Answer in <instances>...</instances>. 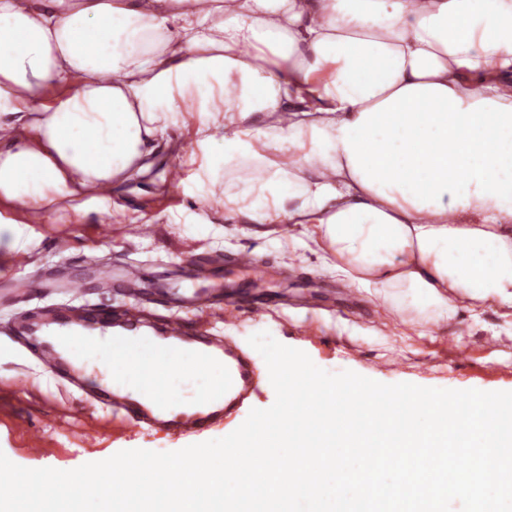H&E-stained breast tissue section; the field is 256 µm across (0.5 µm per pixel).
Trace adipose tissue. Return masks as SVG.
<instances>
[{"instance_id":"ef3b65f1","label":"adipose tissue","mask_w":512,"mask_h":512,"mask_svg":"<svg viewBox=\"0 0 512 512\" xmlns=\"http://www.w3.org/2000/svg\"><path fill=\"white\" fill-rule=\"evenodd\" d=\"M185 112L196 204L419 324L512 317V0H0V202L109 212Z\"/></svg>"}]
</instances>
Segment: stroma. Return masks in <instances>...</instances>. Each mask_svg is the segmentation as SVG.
<instances>
[{
  "label": "stroma",
  "mask_w": 512,
  "mask_h": 512,
  "mask_svg": "<svg viewBox=\"0 0 512 512\" xmlns=\"http://www.w3.org/2000/svg\"><path fill=\"white\" fill-rule=\"evenodd\" d=\"M170 143L161 147L154 165L136 172L120 186L118 210L86 216L69 210L48 218L26 220L19 204H1L0 215L17 220L15 233L0 234V292L16 254L29 256L23 270L32 282L84 278L88 268L151 262L152 285L142 296L141 320L147 333L159 329L179 305L183 287L178 267L193 265L206 271L198 285L222 283L225 292L245 300L269 301L260 314H242L229 321L214 305L191 315L189 331H207L235 345L254 367V382L243 404L223 421L200 432L132 426L89 403L87 389L95 385L85 372L78 390L43 372L27 358L15 324L26 320L25 306L0 303V452L26 468L72 470L122 450L176 451L192 444L220 439L238 428L251 409H266L275 391L263 357L249 345L251 335L269 332L283 345L309 355L319 368L337 373L354 371L384 383H411L439 389L512 391V325L486 310L478 318L461 313L456 322L422 326L416 314L378 300L359 288H347L331 267L335 255L324 246L297 241L300 225L283 233L277 224L244 227L221 197L191 206L186 190L196 184V169L183 167L184 186H171L169 169L182 165L196 140L191 114L179 117L168 131ZM137 224L152 225L146 236L132 233ZM71 241L68 257L54 251L56 239ZM258 256L266 270L265 285L253 287L252 277L235 267V254ZM316 336H309V329ZM454 337L449 351L445 337ZM43 436L40 451L28 447L27 429Z\"/></svg>",
  "instance_id": "stroma-1"
}]
</instances>
